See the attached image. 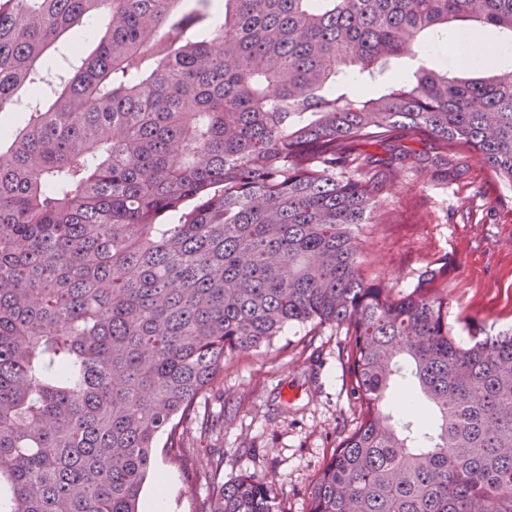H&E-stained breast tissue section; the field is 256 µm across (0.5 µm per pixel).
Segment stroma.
<instances>
[{"instance_id":"35a3bbf8","label":"stroma","mask_w":512,"mask_h":512,"mask_svg":"<svg viewBox=\"0 0 512 512\" xmlns=\"http://www.w3.org/2000/svg\"><path fill=\"white\" fill-rule=\"evenodd\" d=\"M458 30L452 23L425 37L430 68L460 74L453 47ZM375 155L388 213L358 236L369 276L398 296L426 268L446 266L437 286L448 296V323L458 340L467 341L473 330L492 335L512 326V189L491 178L473 154L446 168L433 165L425 143H414L403 160L381 148ZM396 166L400 176L390 178ZM346 341L341 329L291 326L272 347L227 361L222 384L205 399L206 415L223 418V429L197 424L185 434L197 477L188 478L170 457L165 438L157 440L168 512H199L210 493L204 474L219 456L224 481L244 473L268 478L282 512H307L309 487L355 425Z\"/></svg>"}]
</instances>
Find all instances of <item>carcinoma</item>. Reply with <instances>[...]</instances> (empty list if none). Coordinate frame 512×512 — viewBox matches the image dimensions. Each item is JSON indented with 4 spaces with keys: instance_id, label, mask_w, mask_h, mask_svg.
Wrapping results in <instances>:
<instances>
[{
    "instance_id": "carcinoma-1",
    "label": "carcinoma",
    "mask_w": 512,
    "mask_h": 512,
    "mask_svg": "<svg viewBox=\"0 0 512 512\" xmlns=\"http://www.w3.org/2000/svg\"><path fill=\"white\" fill-rule=\"evenodd\" d=\"M0 0V478L10 512H139L224 363L287 326L345 330L358 416L308 512H512V328L457 342L432 269L395 297L357 241L382 209L369 146L429 139L512 188V73L420 64L512 0ZM90 21L92 52L46 61ZM433 418L386 407L399 359ZM201 512H281L220 464ZM459 26L457 23L448 24V30L442 29V32L433 36L425 37L423 42L424 56L427 65L439 72H448V75H459L463 70L460 69V62L457 61L454 45L458 35ZM416 63V60L411 61L410 59H399V60H393L385 72L384 76V82L382 84H376V83H368L363 82L360 79H355L354 85L356 89L360 92L366 93V94H373L378 91H380L384 85L392 84L397 82L401 75L409 74L412 70H414Z\"/></svg>"
}]
</instances>
